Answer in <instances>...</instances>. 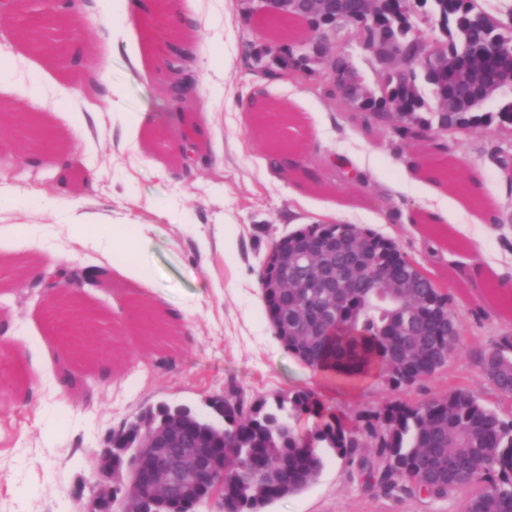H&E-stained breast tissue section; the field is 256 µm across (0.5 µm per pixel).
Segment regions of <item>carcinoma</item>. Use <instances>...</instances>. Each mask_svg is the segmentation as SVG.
<instances>
[{"mask_svg":"<svg viewBox=\"0 0 512 512\" xmlns=\"http://www.w3.org/2000/svg\"><path fill=\"white\" fill-rule=\"evenodd\" d=\"M410 0L379 30L369 23L357 29L370 47L388 46L409 64L386 73L387 88L401 97L407 112L387 111L367 89L357 107L367 132L388 128L407 144L428 143L440 152L449 145L435 143L433 129L450 122L476 128L491 122L478 102L449 103L455 112L428 110L421 83L439 102L448 99V72L466 83L488 80L495 69L500 78L487 85L495 95L512 88V25L495 23L485 12L462 10L463 0H421L439 16L447 39L440 56L428 53V37L408 16ZM312 235L354 236L365 263H390L393 245L378 233L349 224H310ZM321 294L288 295V313H301ZM450 315V296L431 288H361L340 300L326 302L336 310V335L294 336L285 348L315 371L328 373L340 384L353 385L377 374L391 392H399L441 370L457 337L446 336L428 315L426 302ZM486 379L512 401V336H503L479 355ZM297 413L319 419L314 430L300 434L284 416L285 403ZM224 454L217 460L224 480L218 512H264L273 502L313 484L324 466L321 449L346 460L367 489L410 497L446 499L465 492L463 512H512V421L480 402L467 388L413 404L397 397L375 413L361 416L363 424L349 429L335 416L324 418L323 405L310 390L298 391L275 406L250 403L232 386L224 392ZM112 439V462L126 471L133 464Z\"/></svg>","mask_w":512,"mask_h":512,"instance_id":"obj_1","label":"carcinoma"}]
</instances>
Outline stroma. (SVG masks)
<instances>
[{
    "mask_svg": "<svg viewBox=\"0 0 512 512\" xmlns=\"http://www.w3.org/2000/svg\"><path fill=\"white\" fill-rule=\"evenodd\" d=\"M194 15L204 42L193 55L197 94L183 113L163 112L155 66L169 39L148 17L125 16L123 0H86L73 27L51 31L57 55L34 52L22 38L25 14L0 17V44L15 55L11 111L0 112V257L16 266L0 281V322L18 339L0 341V512H86L100 490L92 461L114 431L162 403L186 404L211 415L210 402L229 385L249 401H273L314 391L326 411L352 423L383 402L378 377L342 385L288 353L267 319L259 275L272 244L295 231L298 218L333 208L347 223L392 240L452 297L459 327L457 353L443 369L402 394L420 403L456 384L512 421L478 365L481 351L512 336V287L490 286L492 263H512V125L499 121L450 133V153L402 144L390 130L366 133L349 107L324 93V68L312 61L294 71L263 55L262 29L252 17L259 0H174ZM343 54L373 92L381 68L346 31ZM140 55L144 68L130 64ZM120 85L119 103L92 101L87 74ZM262 89L267 111H227V101ZM157 114L153 124L122 137L130 115ZM37 121L59 130L64 165L27 164L22 127ZM202 131L198 166L186 173L175 152L182 122ZM289 154L316 169L304 183L270 159ZM352 161L349 181L337 158ZM454 170L473 195L429 180L424 168ZM491 208H483V201ZM93 217L90 233L149 226L148 276L136 281L112 267L102 250L68 235L72 210ZM54 227L42 258L71 269L105 270L102 282L70 296L96 317L93 344L80 358L63 351L48 304L26 267L31 248L11 238L14 225ZM212 243L200 256L196 239ZM90 389L56 390L66 370ZM266 512H461L460 498L429 500L364 490L349 464L327 454L318 480L275 501Z\"/></svg>",
    "mask_w": 512,
    "mask_h": 512,
    "instance_id": "35a3bbf8",
    "label": "stroma"
}]
</instances>
